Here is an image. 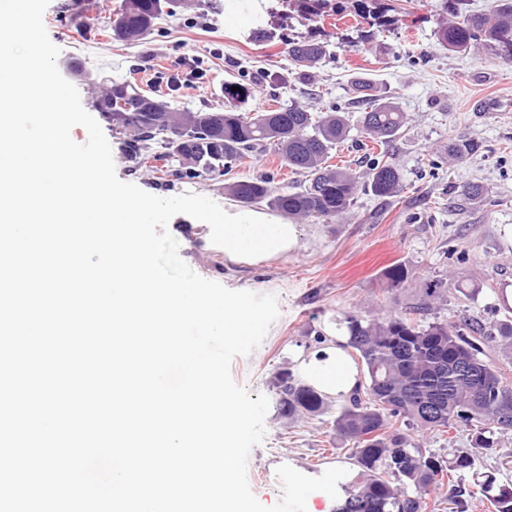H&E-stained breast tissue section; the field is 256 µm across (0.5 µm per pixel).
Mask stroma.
Wrapping results in <instances>:
<instances>
[{"label":"stroma","mask_w":512,"mask_h":512,"mask_svg":"<svg viewBox=\"0 0 512 512\" xmlns=\"http://www.w3.org/2000/svg\"><path fill=\"white\" fill-rule=\"evenodd\" d=\"M121 3L51 0L44 25L60 50V73L101 126L122 181L158 197L194 193L228 207L234 200L226 184L267 173L274 187L282 188L299 184L302 176L276 155L256 151L232 162L223 180L167 181L149 165L134 164L122 135L96 111L94 100L110 79L136 84L179 112L229 108L228 81L249 89L236 106L242 113L294 103L312 112L338 109L351 131L333 145L329 164L359 174L380 156L402 174L396 196L358 193L351 213L341 219L299 222V244L288 256L248 267L228 264L223 250L201 247L205 223L185 214L169 222L181 259L198 275L277 299L279 316L262 343L231 365L236 383L270 403L265 436L249 454L248 482L263 505L273 506L283 495L279 466L308 476L350 466L326 416L290 419L274 404L280 372L295 369V353L314 346L316 332L336 328L350 316L390 313L424 325L497 321V296L512 289V100L503 97L512 90V62L483 50L442 47L436 31L455 17L444 0H397L395 23L355 27L332 16L308 19L288 0H195L192 7L163 14L153 31L134 43L113 39L109 29ZM309 38L327 42V55L315 68L294 70L288 43ZM189 59L202 69V78L172 88L170 76ZM359 80L371 83L405 115L398 136L371 148L353 103ZM486 98L496 99L495 109L476 111ZM455 139L473 146L465 162L448 155ZM469 182L482 185L481 199L461 196ZM396 263L409 271L398 288L383 277ZM432 282L438 290L430 296L426 287Z\"/></svg>","instance_id":"stroma-1"}]
</instances>
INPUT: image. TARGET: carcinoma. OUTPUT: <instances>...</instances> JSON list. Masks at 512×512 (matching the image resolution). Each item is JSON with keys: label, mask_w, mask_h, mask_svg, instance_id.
Masks as SVG:
<instances>
[{"label": "carcinoma", "mask_w": 512, "mask_h": 512, "mask_svg": "<svg viewBox=\"0 0 512 512\" xmlns=\"http://www.w3.org/2000/svg\"><path fill=\"white\" fill-rule=\"evenodd\" d=\"M183 0H124L112 23V38L140 40L162 14L163 4ZM299 10L321 16L328 0H295ZM374 11L358 7L356 15L387 25L396 10L382 0ZM437 41L450 51L472 46L512 61V0L483 13H464L439 27ZM288 54L297 69L315 67L326 56V45L314 39L288 41ZM112 95L123 107L108 117L126 137L128 157L144 164L161 163L158 171L174 181L224 176V169L258 148H270L286 166L305 176L289 190L272 186L274 178L238 180L228 193L243 204L264 202L293 219L328 221L344 216L358 191L393 197L401 187L400 170L388 160H376L366 176L327 165L329 150L349 133L338 110L313 115L299 105L273 112H175L146 107L147 95L128 82H111ZM363 106V127L373 139L387 141L400 132L404 113L398 106L357 88ZM342 347L362 364L359 383L331 421L336 441L348 447L354 469L344 498L335 512H435L426 500L430 489L454 481L474 480L481 501L491 512H512V480L478 471L476 456L493 448L512 432V383L502 369L486 359L485 348L498 347L512 361V320L490 327L478 320L464 325L432 322L426 326L405 314L383 318L349 317ZM277 405L288 417L317 416L328 410L326 395L290 372L277 385ZM467 428L469 449L450 458L428 454L411 443L407 431L447 433ZM471 491L452 488L455 512H467Z\"/></svg>", "instance_id": "cac0c4a2"}]
</instances>
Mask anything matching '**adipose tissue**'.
<instances>
[{
    "instance_id": "ef3b65f1",
    "label": "adipose tissue",
    "mask_w": 512,
    "mask_h": 512,
    "mask_svg": "<svg viewBox=\"0 0 512 512\" xmlns=\"http://www.w3.org/2000/svg\"><path fill=\"white\" fill-rule=\"evenodd\" d=\"M297 225L258 212L225 211L223 223L213 225L207 241L224 249L237 264H254L293 252L298 246ZM301 377L331 396H347L358 383L357 371L342 347L333 345L296 357Z\"/></svg>"
}]
</instances>
